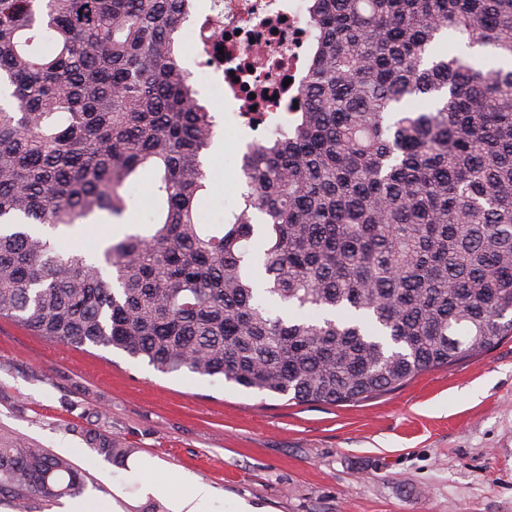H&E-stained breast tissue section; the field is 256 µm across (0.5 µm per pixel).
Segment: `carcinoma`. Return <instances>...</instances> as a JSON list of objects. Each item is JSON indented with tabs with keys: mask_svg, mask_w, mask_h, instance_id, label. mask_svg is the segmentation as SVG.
Instances as JSON below:
<instances>
[{
	"mask_svg": "<svg viewBox=\"0 0 512 512\" xmlns=\"http://www.w3.org/2000/svg\"><path fill=\"white\" fill-rule=\"evenodd\" d=\"M306 2L298 107L206 224L222 116L175 50L190 0H0V317L333 405L512 337V0ZM146 170L148 222L103 260L34 228L123 217ZM85 492L69 459L0 438L1 506Z\"/></svg>",
	"mask_w": 512,
	"mask_h": 512,
	"instance_id": "1",
	"label": "carcinoma"
}]
</instances>
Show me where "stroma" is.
<instances>
[{
  "label": "stroma",
  "mask_w": 512,
  "mask_h": 512,
  "mask_svg": "<svg viewBox=\"0 0 512 512\" xmlns=\"http://www.w3.org/2000/svg\"><path fill=\"white\" fill-rule=\"evenodd\" d=\"M242 134L225 113L206 155V222L242 203L244 181L224 185L235 164L229 141ZM146 199L135 192L123 222L97 234L70 230L63 248L100 255L107 238L143 222ZM81 427L157 457L170 484L188 470L272 512H512V339L365 401L298 404L216 377L163 374L0 318V434L69 458L104 504L116 467L92 454Z\"/></svg>",
  "instance_id": "35a3bbf8"
}]
</instances>
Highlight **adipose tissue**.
Here are the masks:
<instances>
[{
	"mask_svg": "<svg viewBox=\"0 0 512 512\" xmlns=\"http://www.w3.org/2000/svg\"><path fill=\"white\" fill-rule=\"evenodd\" d=\"M162 471L156 459L129 458L112 488L113 502L106 512H125L122 503L127 499L158 502L162 512H270L243 497L218 501L215 489L188 470L181 471L178 488H171L162 480Z\"/></svg>",
	"mask_w": 512,
	"mask_h": 512,
	"instance_id": "obj_1",
	"label": "adipose tissue"
}]
</instances>
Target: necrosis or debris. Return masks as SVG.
I'll return each instance as SVG.
<instances>
[{"mask_svg":"<svg viewBox=\"0 0 512 512\" xmlns=\"http://www.w3.org/2000/svg\"><path fill=\"white\" fill-rule=\"evenodd\" d=\"M187 30V48L220 57L219 66L195 76L211 87L214 109L254 130L261 113L291 110L311 41L306 0H212L206 19Z\"/></svg>","mask_w":512,"mask_h":512,"instance_id":"obj_1","label":"necrosis or debris"}]
</instances>
